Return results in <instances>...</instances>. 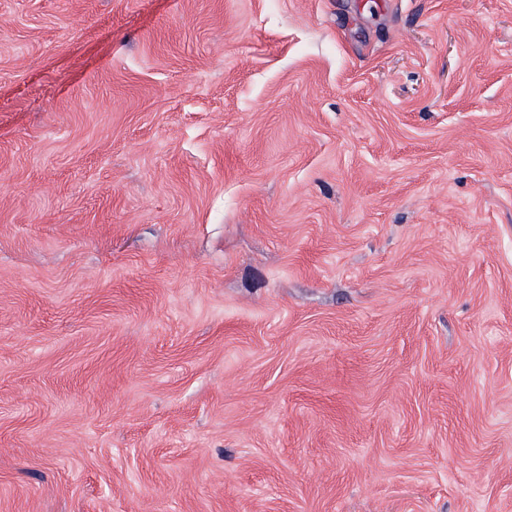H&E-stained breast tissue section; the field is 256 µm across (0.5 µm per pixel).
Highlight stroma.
I'll return each instance as SVG.
<instances>
[{
	"mask_svg": "<svg viewBox=\"0 0 512 512\" xmlns=\"http://www.w3.org/2000/svg\"><path fill=\"white\" fill-rule=\"evenodd\" d=\"M0 512H512V0H0Z\"/></svg>",
	"mask_w": 512,
	"mask_h": 512,
	"instance_id": "1",
	"label": "stroma"
}]
</instances>
